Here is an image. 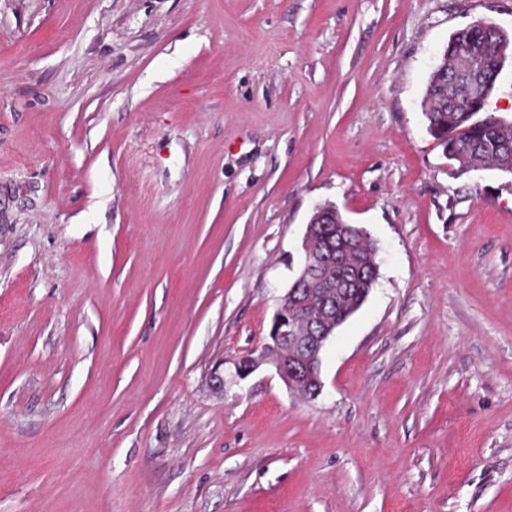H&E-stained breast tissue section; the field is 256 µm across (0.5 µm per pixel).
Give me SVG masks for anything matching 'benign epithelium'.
Listing matches in <instances>:
<instances>
[{
	"instance_id": "1",
	"label": "benign epithelium",
	"mask_w": 512,
	"mask_h": 512,
	"mask_svg": "<svg viewBox=\"0 0 512 512\" xmlns=\"http://www.w3.org/2000/svg\"><path fill=\"white\" fill-rule=\"evenodd\" d=\"M471 27L479 30L480 35L459 42L458 50L459 57L471 61L472 67L463 69L448 65L445 59L438 61L442 79L453 90V95L448 97V107L453 112H479L484 108L490 90L502 73V66L491 67L488 62L500 61L508 48L500 41V29L496 26L476 21ZM325 217V209L318 207L307 225L306 237L318 235L319 251L303 248L297 276L274 313L269 341L236 364V376L240 379L262 365H270L293 392L300 391L299 379H310L312 388L303 395L305 399H314L322 393V354L335 325H324L306 317L299 294L314 289L321 296L323 307L330 309L336 297L352 287L355 278L344 264L345 244L352 238V228L342 223L334 231L319 233L314 225L324 223Z\"/></svg>"
}]
</instances>
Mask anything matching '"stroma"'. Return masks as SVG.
<instances>
[{
	"label": "stroma",
	"mask_w": 512,
	"mask_h": 512,
	"mask_svg": "<svg viewBox=\"0 0 512 512\" xmlns=\"http://www.w3.org/2000/svg\"><path fill=\"white\" fill-rule=\"evenodd\" d=\"M478 20L512 0H0V512H512V174L422 111ZM322 204L379 277L307 400L233 363Z\"/></svg>",
	"instance_id": "35a3bbf8"
}]
</instances>
